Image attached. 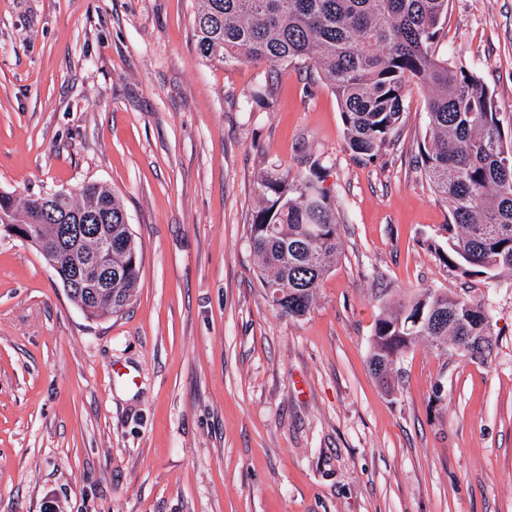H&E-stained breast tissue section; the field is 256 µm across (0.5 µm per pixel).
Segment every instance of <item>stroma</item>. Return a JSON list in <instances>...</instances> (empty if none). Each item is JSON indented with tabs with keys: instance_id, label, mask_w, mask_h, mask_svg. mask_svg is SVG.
Instances as JSON below:
<instances>
[{
	"instance_id": "obj_1",
	"label": "stroma",
	"mask_w": 512,
	"mask_h": 512,
	"mask_svg": "<svg viewBox=\"0 0 512 512\" xmlns=\"http://www.w3.org/2000/svg\"><path fill=\"white\" fill-rule=\"evenodd\" d=\"M195 0H0V192L107 185L142 246L123 311L87 317L0 234V512H512V277L462 278L417 159L427 92L372 160L296 61L203 59ZM435 54L512 113V0H449ZM326 168L339 254L306 316L273 308L249 243L257 173ZM490 304L488 362L420 341L386 393L383 303Z\"/></svg>"
}]
</instances>
